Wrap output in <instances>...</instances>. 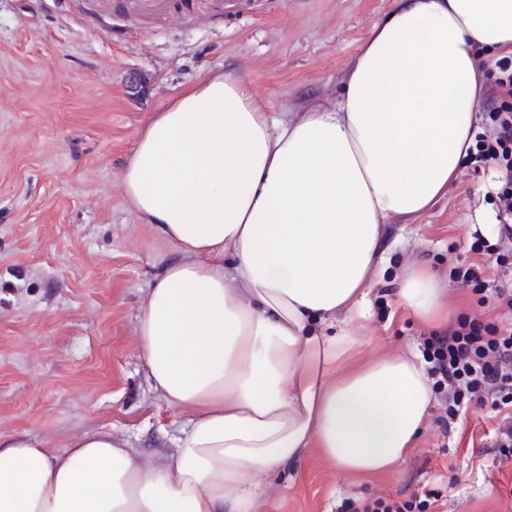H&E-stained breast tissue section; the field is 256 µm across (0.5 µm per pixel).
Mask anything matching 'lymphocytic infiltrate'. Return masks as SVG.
I'll list each match as a JSON object with an SVG mask.
<instances>
[{
  "label": "lymphocytic infiltrate",
  "mask_w": 512,
  "mask_h": 512,
  "mask_svg": "<svg viewBox=\"0 0 512 512\" xmlns=\"http://www.w3.org/2000/svg\"><path fill=\"white\" fill-rule=\"evenodd\" d=\"M490 120L487 132L478 134L473 150L478 163L493 164L500 184L498 198L503 220L497 243L476 240L470 251L477 259L458 270L457 279L481 282L489 257L512 255V56L496 62V79L485 100ZM429 360L434 387L449 417L461 409L492 407L506 412L508 421L499 428V446L512 459V326L460 317L429 339Z\"/></svg>",
  "instance_id": "obj_1"
}]
</instances>
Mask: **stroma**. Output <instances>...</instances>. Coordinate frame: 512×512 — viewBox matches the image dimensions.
<instances>
[{"instance_id":"obj_1","label":"stroma","mask_w":512,"mask_h":512,"mask_svg":"<svg viewBox=\"0 0 512 512\" xmlns=\"http://www.w3.org/2000/svg\"><path fill=\"white\" fill-rule=\"evenodd\" d=\"M141 14L113 0H0V435L64 452L109 429L141 459L172 449L185 415L153 389L137 316L173 246L128 205L120 181L137 137L183 86L240 73L268 112L336 100L372 26L395 0H168ZM495 173L463 165L423 214L390 219L371 311L353 324L362 353L426 359L434 328L398 303L409 263L437 274L453 315L499 320L492 292L455 283L473 235L495 241ZM491 408L449 421L433 405L392 473L344 474L311 454L271 477L260 512H341L349 499H411L435 490L436 512H512V460L499 457Z\"/></svg>"}]
</instances>
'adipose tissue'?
Listing matches in <instances>:
<instances>
[{"mask_svg": "<svg viewBox=\"0 0 512 512\" xmlns=\"http://www.w3.org/2000/svg\"><path fill=\"white\" fill-rule=\"evenodd\" d=\"M512 52V0H396L337 102L270 116L245 78L211 73L141 131L124 197L178 256L138 340L153 388L187 417L155 460L100 429L56 452L0 436V512H259L264 481L317 451L360 476L412 452L433 394L416 356L362 359L350 326L394 216L447 193L484 98L480 55ZM400 306L448 319L421 265Z\"/></svg>", "mask_w": 512, "mask_h": 512, "instance_id": "obj_1", "label": "adipose tissue"}]
</instances>
